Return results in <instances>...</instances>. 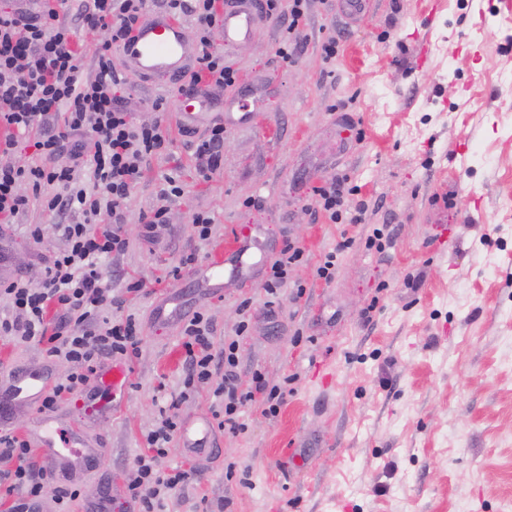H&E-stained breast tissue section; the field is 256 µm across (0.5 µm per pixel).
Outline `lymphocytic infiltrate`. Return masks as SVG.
I'll return each instance as SVG.
<instances>
[{"mask_svg": "<svg viewBox=\"0 0 512 512\" xmlns=\"http://www.w3.org/2000/svg\"><path fill=\"white\" fill-rule=\"evenodd\" d=\"M310 0H293L283 12L281 0H253L259 18L277 20L281 28L278 53L292 62L296 52L295 31L306 19ZM69 5L78 20L92 30L106 31V50L97 56L94 78L80 76L79 57L71 30L60 18L61 5ZM240 0H33L32 8L15 4L0 12V219L11 222L25 212L31 193L47 185H59L61 193L43 206L64 213L78 212L82 222L29 228L33 241L46 232L57 233L65 243L46 266L39 285L28 286L18 277L0 278V296L11 306L0 317V335L46 345L52 360L69 365L65 379L55 382L43 406L57 403L84 387L108 358L136 354L139 327L132 317L100 322L103 309L120 302L105 283L101 263L123 252V210L131 189L142 179L144 163L164 151L168 138L160 124L134 125L112 89L119 79L107 53L120 46L151 9L174 19L192 16L194 43L199 49L189 91L219 100L225 89L238 82L236 70L224 53L216 51L211 33L222 24L224 9ZM64 113V125L49 126V119ZM33 136L42 164L15 166L12 156L19 137ZM63 311L59 322L47 318L50 307ZM185 338V391L212 385L221 405L214 411L218 429L237 431L238 413L244 405L262 399L269 414H277L284 399L279 388L268 387L262 374H254L242 387L236 372L237 342L215 349L214 325L202 312L182 317ZM221 380H214L216 369ZM182 425L174 413H161L158 424L146 437L147 450L137 456L129 473L131 507L137 512H163L165 500L180 489L189 475L182 470L162 473L155 469ZM32 448L12 429L0 431V459L13 460L6 472L11 488L22 489L11 512H37L46 469L31 461Z\"/></svg>", "mask_w": 512, "mask_h": 512, "instance_id": "lymphocytic-infiltrate-1", "label": "lymphocytic infiltrate"}]
</instances>
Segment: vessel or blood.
<instances>
[{
	"mask_svg": "<svg viewBox=\"0 0 512 512\" xmlns=\"http://www.w3.org/2000/svg\"><path fill=\"white\" fill-rule=\"evenodd\" d=\"M256 25L257 17L249 8L239 7L225 13V44L233 46L247 41ZM123 51L129 64L140 75L153 77L162 74L174 79L191 66L198 53L197 47L184 39L179 23L153 15L140 22L135 39L126 44ZM253 115L254 111L246 101L232 100L225 104V122L245 125L252 123ZM248 249V244L244 243L226 250L221 260L198 265L192 271L194 281L203 288L206 295H217L223 287L226 270L240 271L247 267ZM52 378L53 370L48 364L37 371L13 370L9 386L0 390V422H7L8 411L13 404L41 403ZM55 421L54 413H42V428L34 432L31 438L34 446L40 448L42 456L49 462L64 455L79 464L86 462L92 454L90 447L55 429ZM213 438V427L207 421L200 424L184 423L180 432L182 447L200 454L212 448Z\"/></svg>",
	"mask_w": 512,
	"mask_h": 512,
	"instance_id": "obj_1",
	"label": "vessel or blood"
}]
</instances>
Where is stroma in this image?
<instances>
[{"instance_id":"1","label":"stroma","mask_w":512,"mask_h":512,"mask_svg":"<svg viewBox=\"0 0 512 512\" xmlns=\"http://www.w3.org/2000/svg\"><path fill=\"white\" fill-rule=\"evenodd\" d=\"M61 18L82 77H95L106 32L67 10ZM332 36L327 60L321 47ZM278 42L266 21L232 47L239 84L224 97L245 89L259 108L253 125L225 128L224 161L206 178L169 78L142 79L111 53L123 108L161 121L169 144L130 194L126 250L104 264L121 315L140 328L128 388L108 415L97 379L55 410L101 458L68 510L86 512L102 490L126 504L127 473L161 407L176 404L184 421L212 416L211 388L182 392L178 323L153 314L168 296L185 314L209 311L216 346L238 340L242 385L257 372L268 385L293 384L276 415L258 402L241 413L242 431L217 434L205 469L166 512H512V214L502 207L512 196V83L498 78L512 69V13L503 0H373L350 21L336 0H311L293 62ZM344 174L367 206L362 222H333L308 196ZM170 176L183 193L165 202ZM56 192L43 188L0 233L10 272L34 286L64 242L50 233L34 246L24 232L56 223L42 204ZM444 194L452 207L432 204ZM162 205L164 229L148 231ZM197 212L213 220L208 240ZM382 227L381 250L366 249ZM245 230L258 245L286 240L303 252L272 317L260 277H225L221 295L207 298L189 269L169 275L182 256L210 261ZM345 236L354 244L338 254L334 279L319 278ZM137 280L144 292L128 293ZM246 319L251 330L237 337ZM47 361L43 346L0 336V383L14 367Z\"/></svg>"}]
</instances>
